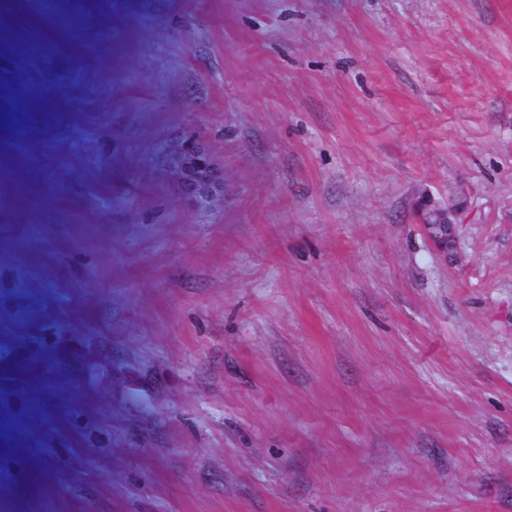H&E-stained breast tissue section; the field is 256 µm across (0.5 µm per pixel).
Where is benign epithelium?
<instances>
[{"label": "benign epithelium", "mask_w": 512, "mask_h": 512, "mask_svg": "<svg viewBox=\"0 0 512 512\" xmlns=\"http://www.w3.org/2000/svg\"><path fill=\"white\" fill-rule=\"evenodd\" d=\"M158 164L181 199L203 208L224 202V173L201 142L187 140L163 150ZM452 215L453 211L445 210L425 219L424 227L438 247L448 248V231L454 226Z\"/></svg>", "instance_id": "7a95c632"}]
</instances>
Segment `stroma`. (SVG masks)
Instances as JSON below:
<instances>
[{"mask_svg": "<svg viewBox=\"0 0 512 512\" xmlns=\"http://www.w3.org/2000/svg\"><path fill=\"white\" fill-rule=\"evenodd\" d=\"M54 4L0 0V512H512V0ZM158 164L181 199L203 208L224 203V173L201 142L187 140L163 150ZM453 211L445 210L429 215L425 218L424 227L434 244L448 249V231H452L455 222L452 219Z\"/></svg>", "mask_w": 512, "mask_h": 512, "instance_id": "35a3bbf8", "label": "stroma"}]
</instances>
